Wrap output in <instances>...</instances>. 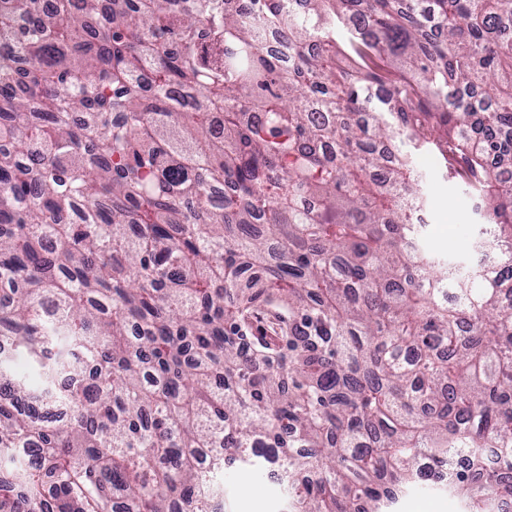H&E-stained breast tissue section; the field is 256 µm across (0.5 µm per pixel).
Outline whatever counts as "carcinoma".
I'll list each match as a JSON object with an SVG mask.
<instances>
[{
	"label": "carcinoma",
	"instance_id": "cac0c4a2",
	"mask_svg": "<svg viewBox=\"0 0 512 512\" xmlns=\"http://www.w3.org/2000/svg\"><path fill=\"white\" fill-rule=\"evenodd\" d=\"M225 2L0 0V512H507L512 0ZM408 143L496 265L423 248ZM224 486L233 502V512H278L280 487L266 475L237 470L224 472ZM249 488V492L245 488ZM399 512H462L456 497L433 492H413L398 504Z\"/></svg>",
	"mask_w": 512,
	"mask_h": 512
}]
</instances>
